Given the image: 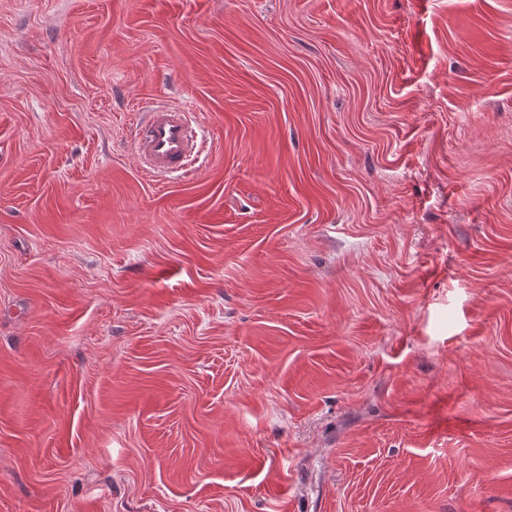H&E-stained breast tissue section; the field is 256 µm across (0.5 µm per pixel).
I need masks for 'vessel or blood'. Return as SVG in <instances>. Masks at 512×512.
<instances>
[{
    "mask_svg": "<svg viewBox=\"0 0 512 512\" xmlns=\"http://www.w3.org/2000/svg\"><path fill=\"white\" fill-rule=\"evenodd\" d=\"M201 123L184 109L157 103L133 127V142L149 175L187 174L197 148Z\"/></svg>",
    "mask_w": 512,
    "mask_h": 512,
    "instance_id": "1",
    "label": "vessel or blood"
}]
</instances>
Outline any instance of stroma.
<instances>
[{
	"label": "stroma",
	"instance_id": "obj_1",
	"mask_svg": "<svg viewBox=\"0 0 512 512\" xmlns=\"http://www.w3.org/2000/svg\"><path fill=\"white\" fill-rule=\"evenodd\" d=\"M0 512H512V0H0ZM196 114L157 103L144 111L133 127V142L142 168L149 175L187 174L197 148Z\"/></svg>",
	"mask_w": 512,
	"mask_h": 512
}]
</instances>
